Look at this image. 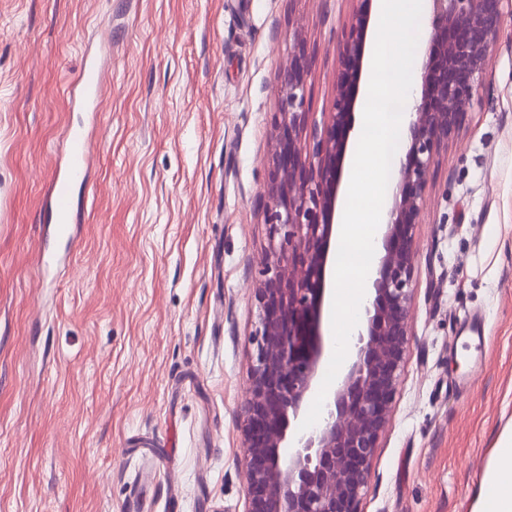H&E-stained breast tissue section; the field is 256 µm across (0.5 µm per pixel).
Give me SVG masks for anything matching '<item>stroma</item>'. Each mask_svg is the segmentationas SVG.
Here are the masks:
<instances>
[{
  "instance_id": "stroma-1",
  "label": "stroma",
  "mask_w": 512,
  "mask_h": 512,
  "mask_svg": "<svg viewBox=\"0 0 512 512\" xmlns=\"http://www.w3.org/2000/svg\"><path fill=\"white\" fill-rule=\"evenodd\" d=\"M359 0H0V512H244L264 194L294 33L330 111ZM98 111L71 107L86 52ZM438 155L361 512H473L512 427V21ZM93 191L44 272L68 126ZM473 378L471 390L451 385Z\"/></svg>"
}]
</instances>
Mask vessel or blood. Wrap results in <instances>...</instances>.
I'll use <instances>...</instances> for the list:
<instances>
[{"label":"vessel or blood","instance_id":"1","mask_svg":"<svg viewBox=\"0 0 512 512\" xmlns=\"http://www.w3.org/2000/svg\"><path fill=\"white\" fill-rule=\"evenodd\" d=\"M105 73L96 62H85L70 90L72 104L97 111ZM93 155L83 127H70L65 135L61 160L50 182L46 208L51 231L68 240L76 237L78 214L75 209L76 192H89Z\"/></svg>","mask_w":512,"mask_h":512}]
</instances>
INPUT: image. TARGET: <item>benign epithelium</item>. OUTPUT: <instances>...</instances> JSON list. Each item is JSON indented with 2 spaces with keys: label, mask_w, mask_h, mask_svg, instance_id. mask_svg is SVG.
Wrapping results in <instances>:
<instances>
[{
  "label": "benign epithelium",
  "mask_w": 512,
  "mask_h": 512,
  "mask_svg": "<svg viewBox=\"0 0 512 512\" xmlns=\"http://www.w3.org/2000/svg\"><path fill=\"white\" fill-rule=\"evenodd\" d=\"M422 95L408 119L383 253L369 280L361 326L352 337L321 420L301 431L303 406L317 382L323 344L313 315L325 294L333 214L359 94L369 26L357 10L341 36L332 109L322 122L300 112L311 57L300 34L275 83L282 110L268 189V246L256 285L258 326L243 408L245 512H361L372 461L389 421L409 344L416 220L440 150L461 126L485 82L488 48L512 0H430ZM309 130L312 147L302 141ZM288 448V457L280 449Z\"/></svg>",
  "instance_id": "7a95c632"
}]
</instances>
